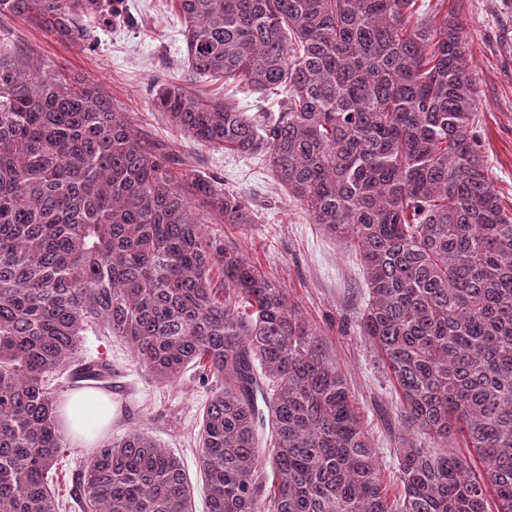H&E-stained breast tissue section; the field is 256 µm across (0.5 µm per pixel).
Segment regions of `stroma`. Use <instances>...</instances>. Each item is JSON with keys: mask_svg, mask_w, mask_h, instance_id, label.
<instances>
[{"mask_svg": "<svg viewBox=\"0 0 512 512\" xmlns=\"http://www.w3.org/2000/svg\"><path fill=\"white\" fill-rule=\"evenodd\" d=\"M448 5L463 21L472 55L478 140L496 188L512 208V0H448ZM95 27V42L83 48L49 36L22 18L0 17V31L9 32L15 45L38 53L45 64L70 78L99 83L130 112L139 131L170 151L176 169L218 177L224 189L245 199L255 213L254 223L211 224L209 235L242 246L317 328L328 355L350 384L378 452L384 483L389 493H396L394 450L400 437L396 400L378 353L357 327L367 289L355 253L312 223L261 158L198 144L151 108L153 78L178 81L184 76L181 18L170 0H117L112 18L96 21ZM82 355L107 360L112 366V425L103 441L134 429L148 432L180 458L195 485L194 512H207L199 484L198 446L211 385L202 384L192 368L173 382L155 380L136 365L125 344L91 333L83 338ZM90 454L78 443H64L53 481L66 512H79L76 482Z\"/></svg>", "mask_w": 512, "mask_h": 512, "instance_id": "stroma-1", "label": "stroma"}]
</instances>
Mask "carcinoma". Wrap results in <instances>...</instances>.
Returning <instances> with one entry per match:
<instances>
[{
	"label": "carcinoma",
	"mask_w": 512,
	"mask_h": 512,
	"mask_svg": "<svg viewBox=\"0 0 512 512\" xmlns=\"http://www.w3.org/2000/svg\"><path fill=\"white\" fill-rule=\"evenodd\" d=\"M185 77L152 106L226 153L259 155L312 220L354 248L360 335L399 400L398 502L345 377L285 291L208 217L241 195L169 157L92 80L0 44V512H61L55 376L105 378L92 332L163 381L217 386L202 412L208 512H512V213L475 135L458 14L439 0H176ZM112 0H0L74 44ZM279 89L247 112L195 84ZM273 490L258 500V459ZM81 512H193L180 460L134 430L96 449Z\"/></svg>",
	"instance_id": "carcinoma-1"
}]
</instances>
